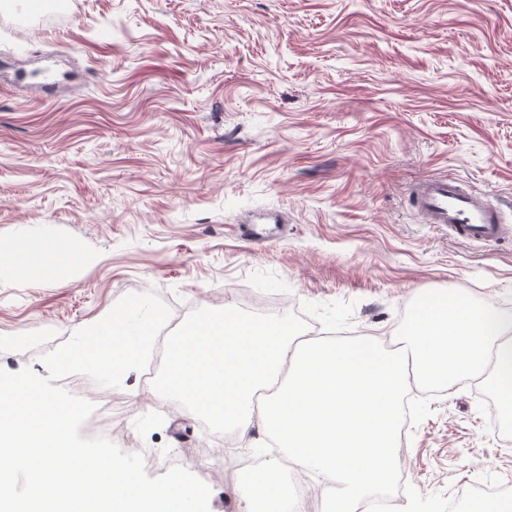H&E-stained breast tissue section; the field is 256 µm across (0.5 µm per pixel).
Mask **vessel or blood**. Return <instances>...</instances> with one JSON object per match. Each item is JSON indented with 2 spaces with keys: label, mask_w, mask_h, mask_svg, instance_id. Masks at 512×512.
<instances>
[{
  "label": "vessel or blood",
  "mask_w": 512,
  "mask_h": 512,
  "mask_svg": "<svg viewBox=\"0 0 512 512\" xmlns=\"http://www.w3.org/2000/svg\"><path fill=\"white\" fill-rule=\"evenodd\" d=\"M413 193L424 223L448 227L456 237L469 241L493 242L502 236L501 207L464 191L456 182L426 179L414 185Z\"/></svg>",
  "instance_id": "1"
}]
</instances>
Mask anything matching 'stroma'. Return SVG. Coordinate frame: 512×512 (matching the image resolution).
Instances as JSON below:
<instances>
[{
  "instance_id": "1",
  "label": "stroma",
  "mask_w": 512,
  "mask_h": 512,
  "mask_svg": "<svg viewBox=\"0 0 512 512\" xmlns=\"http://www.w3.org/2000/svg\"><path fill=\"white\" fill-rule=\"evenodd\" d=\"M61 4L19 18L0 0V244L62 241L96 263L0 283V336H71L140 287L188 313L251 290L309 334L380 342L427 291L512 314V235L454 240L411 195L446 177L512 202V0ZM42 79L75 88L30 96ZM479 386L433 395L407 427L398 463L421 494L512 483ZM117 445L152 455V478L179 459L210 512H239L242 449L213 454L197 416Z\"/></svg>"
}]
</instances>
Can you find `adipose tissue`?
I'll use <instances>...</instances> for the list:
<instances>
[{"mask_svg": "<svg viewBox=\"0 0 512 512\" xmlns=\"http://www.w3.org/2000/svg\"><path fill=\"white\" fill-rule=\"evenodd\" d=\"M92 265V257L59 242L42 249L22 243L0 247V281L13 277L67 281L86 274Z\"/></svg>", "mask_w": 512, "mask_h": 512, "instance_id": "1", "label": "adipose tissue"}]
</instances>
